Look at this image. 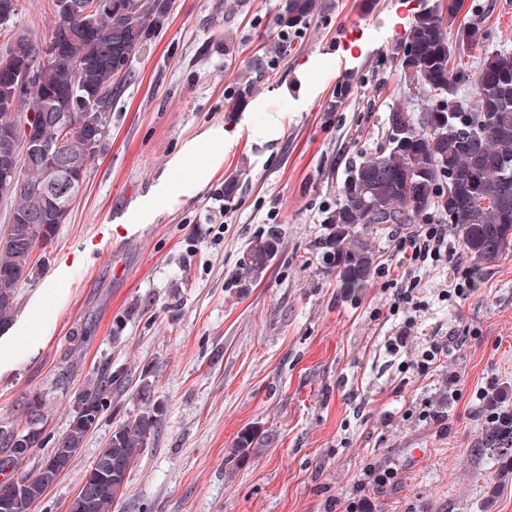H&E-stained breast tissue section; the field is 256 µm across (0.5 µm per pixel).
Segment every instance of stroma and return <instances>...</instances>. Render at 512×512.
Returning <instances> with one entry per match:
<instances>
[{
  "label": "stroma",
  "mask_w": 512,
  "mask_h": 512,
  "mask_svg": "<svg viewBox=\"0 0 512 512\" xmlns=\"http://www.w3.org/2000/svg\"><path fill=\"white\" fill-rule=\"evenodd\" d=\"M282 3L175 0L112 100L68 222L17 291L0 332L18 345L0 368V429L26 426L27 397L44 403L45 442L24 468L66 432L76 396L107 372L126 380L35 512H67L141 410L144 380L163 420L114 512H512V450L485 444L490 413L512 416V253L478 271L458 254L474 290L457 304L447 265L396 247L410 227L442 223L436 212L364 231L374 264L353 293L322 248L351 166L387 146L389 111L419 120L432 100L396 52L442 0H319L279 53ZM465 5L456 61L512 52V0ZM341 82L349 96L329 111ZM268 234L279 243L265 277L232 286L248 243ZM413 278L424 306L408 326L393 302ZM402 328L394 357L385 342ZM431 336L456 345L421 377L406 364ZM247 430L254 451L229 459ZM368 466L397 484L359 491Z\"/></svg>",
  "instance_id": "1"
}]
</instances>
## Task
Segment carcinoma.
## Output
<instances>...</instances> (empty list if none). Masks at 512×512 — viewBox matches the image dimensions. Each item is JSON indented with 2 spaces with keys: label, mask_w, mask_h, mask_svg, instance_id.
<instances>
[{
  "label": "carcinoma",
  "mask_w": 512,
  "mask_h": 512,
  "mask_svg": "<svg viewBox=\"0 0 512 512\" xmlns=\"http://www.w3.org/2000/svg\"><path fill=\"white\" fill-rule=\"evenodd\" d=\"M465 0H448L446 13L437 10L417 14L402 50L403 70L436 92L440 100L430 106L423 128L416 130L407 110L396 108L387 117L388 147L364 158L344 180L339 202L326 213L323 223L329 232L323 241L324 255L338 270L341 287L357 291L364 287L373 265V254L356 244L353 226L368 229L372 216L361 209L358 193L368 189L380 209L382 224H402L428 210L448 216L455 226L463 251L477 262H492L512 251V53L500 52L484 59L475 70L450 66L452 43L448 29L457 22ZM56 24L44 40H36L16 28L14 20L0 22V126L8 125L25 137L24 126L14 113L29 108L43 112L48 103L64 99L79 88L85 104L74 114V127L62 133L50 122L36 132L49 141L61 140L63 161H74L87 169L105 136L102 113L109 111L115 91L130 79V66L146 45L148 36L162 30L169 21L170 0H112L113 13L85 16L66 13L59 0H51ZM318 9V0H283L276 25L283 32L298 29ZM474 86L478 104L468 109L456 104L459 88ZM491 116L488 134L468 136L461 132ZM457 171L460 178L450 188L443 183L444 172ZM23 187L8 189L15 200L10 216L14 240L0 236V325L12 320L18 287L33 278V257L43 243L53 240L59 225L66 222L45 185V173L37 164L22 172ZM496 187L497 199L486 206H469L467 201ZM273 235L256 237L246 248L232 272L233 281L246 286L261 279L277 250ZM124 376L110 373L97 387L78 396L88 417L100 419L104 394L122 385ZM154 388L144 380L138 394L146 406L133 419L119 425L96 458L95 474L85 475L69 512H112L115 493L122 492L158 432L163 407L154 400ZM28 426L21 430L23 442L10 433L0 435V471L18 472L30 497H39L52 486L58 472L38 467L20 469L29 449L44 443L43 431L32 424L42 420L41 401H28ZM92 421L71 415L67 432L58 437L51 452L69 448L75 452L90 432ZM0 512H23L13 488L0 482Z\"/></svg>",
  "instance_id": "cac0c4a2"
}]
</instances>
